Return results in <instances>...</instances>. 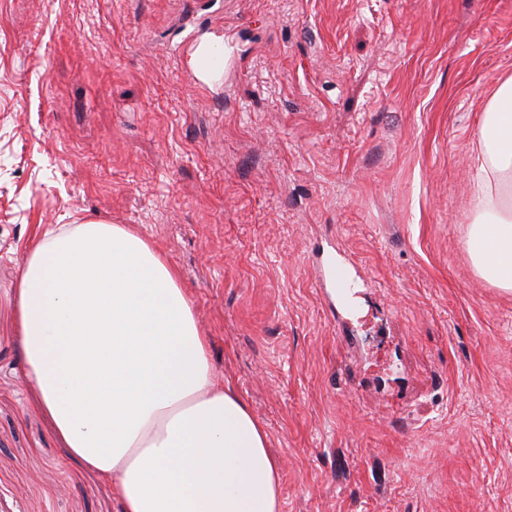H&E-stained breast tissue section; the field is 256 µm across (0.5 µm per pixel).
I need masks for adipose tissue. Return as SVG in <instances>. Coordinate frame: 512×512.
Returning <instances> with one entry per match:
<instances>
[{
	"mask_svg": "<svg viewBox=\"0 0 512 512\" xmlns=\"http://www.w3.org/2000/svg\"><path fill=\"white\" fill-rule=\"evenodd\" d=\"M467 249L512 289V77L480 130ZM25 379L69 457L119 512H281L280 473L246 401L215 379L175 269L122 224L46 229L15 288Z\"/></svg>",
	"mask_w": 512,
	"mask_h": 512,
	"instance_id": "1",
	"label": "adipose tissue"
}]
</instances>
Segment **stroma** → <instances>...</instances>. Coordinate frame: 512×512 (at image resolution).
<instances>
[{
    "label": "stroma",
    "mask_w": 512,
    "mask_h": 512,
    "mask_svg": "<svg viewBox=\"0 0 512 512\" xmlns=\"http://www.w3.org/2000/svg\"><path fill=\"white\" fill-rule=\"evenodd\" d=\"M510 77L512 0H0V512H118L12 323L40 226L86 220L177 269L282 512H512V290L466 249Z\"/></svg>",
    "instance_id": "35a3bbf8"
}]
</instances>
